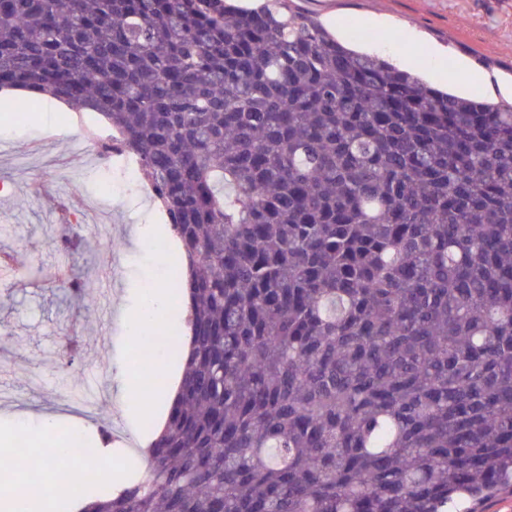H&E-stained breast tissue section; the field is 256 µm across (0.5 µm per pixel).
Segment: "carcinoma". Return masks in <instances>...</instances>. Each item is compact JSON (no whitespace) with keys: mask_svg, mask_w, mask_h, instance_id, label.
I'll return each mask as SVG.
<instances>
[{"mask_svg":"<svg viewBox=\"0 0 512 512\" xmlns=\"http://www.w3.org/2000/svg\"><path fill=\"white\" fill-rule=\"evenodd\" d=\"M2 88L29 93L0 100L21 118L40 95L102 116L99 155L138 158L186 263L165 284L178 395L143 474L82 512H447L512 489V106L350 49L295 0H0ZM70 449L49 444L57 469Z\"/></svg>","mask_w":512,"mask_h":512,"instance_id":"obj_1","label":"carcinoma"}]
</instances>
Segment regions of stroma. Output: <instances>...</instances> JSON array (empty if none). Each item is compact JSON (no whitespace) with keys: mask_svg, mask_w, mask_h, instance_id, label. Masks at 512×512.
Masks as SVG:
<instances>
[{"mask_svg":"<svg viewBox=\"0 0 512 512\" xmlns=\"http://www.w3.org/2000/svg\"><path fill=\"white\" fill-rule=\"evenodd\" d=\"M339 41L391 60L432 85L459 96L484 93L512 103V0H298ZM373 39L351 37L349 21ZM494 61V69L480 58ZM103 118L53 105L42 97L27 120L0 112V256H11L16 276L0 279V431L28 429L33 458L43 448L44 418L57 436L93 437L100 425L144 441L156 409H125L119 379L136 344L131 314L170 278L171 257L159 261L143 228L168 237L151 197L119 182L98 157ZM74 219L87 242L63 258L52 240ZM73 274L112 299L83 305L60 280ZM74 342L72 364L60 351Z\"/></svg>","mask_w":512,"mask_h":512,"instance_id":"1","label":"stroma"}]
</instances>
